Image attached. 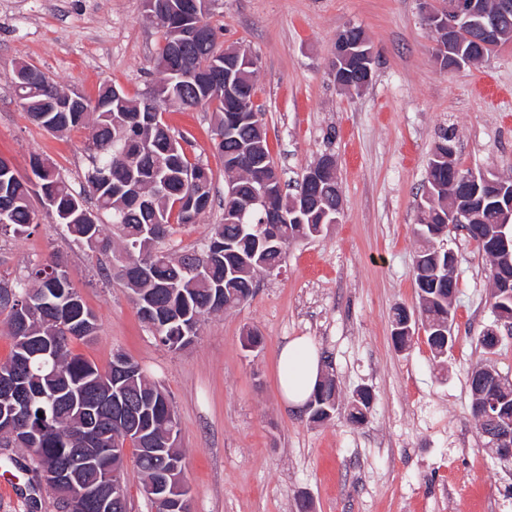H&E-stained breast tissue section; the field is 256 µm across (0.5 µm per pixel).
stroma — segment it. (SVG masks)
Listing matches in <instances>:
<instances>
[{"instance_id": "obj_1", "label": "stroma", "mask_w": 512, "mask_h": 512, "mask_svg": "<svg viewBox=\"0 0 512 512\" xmlns=\"http://www.w3.org/2000/svg\"><path fill=\"white\" fill-rule=\"evenodd\" d=\"M439 0H211L207 21L221 46L257 62L254 103L271 158L298 190L322 155L336 160L342 214L315 238L291 243L279 271L257 273L245 303L203 317L187 348L163 346L137 314L112 258L97 262L62 225L39 216L24 235H0V277L26 275L50 255L98 318L71 349L98 366L115 351L139 362L170 395L192 490L191 512H512V465L485 446L470 414L468 377L480 363L512 378V335L492 352L476 343L495 319L490 262L452 233L459 258L457 341L434 359L423 332L410 347L391 339L394 307H418L414 233L428 160L442 129L455 159L474 172L512 179V41L460 70L434 57L425 16ZM362 28L374 54L372 82L346 91L330 75L331 48ZM160 34L144 0H0V156L30 171L31 157L79 185L91 128L51 133L34 125L9 79L20 63L95 99L102 84L137 97L152 88ZM184 136L190 161L213 174L215 205L194 224L173 225L168 246L198 251L228 176L214 148L211 108L163 114ZM262 338L248 347L247 331ZM309 337L334 374L339 408L323 423L284 405L278 353ZM373 396L355 425L347 408ZM28 452L0 447V512H58L47 487H31Z\"/></svg>"}]
</instances>
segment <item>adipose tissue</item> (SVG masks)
<instances>
[{
    "mask_svg": "<svg viewBox=\"0 0 512 512\" xmlns=\"http://www.w3.org/2000/svg\"><path fill=\"white\" fill-rule=\"evenodd\" d=\"M280 389L284 403L295 409L305 406L323 375L320 356L304 336L284 343L279 353Z\"/></svg>",
    "mask_w": 512,
    "mask_h": 512,
    "instance_id": "1",
    "label": "adipose tissue"
}]
</instances>
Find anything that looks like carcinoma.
I'll return each instance as SVG.
<instances>
[{"label":"carcinoma","mask_w":512,"mask_h":512,"mask_svg":"<svg viewBox=\"0 0 512 512\" xmlns=\"http://www.w3.org/2000/svg\"><path fill=\"white\" fill-rule=\"evenodd\" d=\"M190 0H154L150 18L161 33L155 67L160 75L159 90L165 97L160 110L170 105L183 109L215 106L216 118H224L232 103L224 93L198 92L190 82L180 81L173 75V64L167 59L168 42L178 28L181 14L188 9ZM208 28L211 41L191 46V51L201 55L219 53L217 34L213 27L200 18ZM18 68L27 79L15 92L31 121L51 132L65 133L82 126L92 119L93 134L86 147L88 167L84 174L85 185L75 191L65 177L50 163L35 157L31 161V174L22 176L13 171L0 175V205L6 209V223H0V232L10 231L21 236L36 223L37 215L31 198L42 195L45 189L54 193V218L64 225L79 244L91 254H107L112 250V239L104 236L103 224L116 228L121 252L132 250L148 267L149 274L127 282L143 303L137 304L141 320L158 337L159 342L171 349L173 343L185 346L193 337H181L183 321L156 323L144 312L150 304L160 309L172 307L200 324L207 314L217 313L228 306L233 308L253 295L254 275L267 268L282 265L285 249L303 235L311 234V227L318 224L324 211L336 208L338 185L336 173L325 172L313 192L320 196L322 208L303 217V222L287 224L262 223L263 210L256 206L246 209L243 220L225 216L213 225L211 236L201 252L176 253L166 246L171 221L194 224L204 214L199 210L190 217L183 208H175L194 189L201 187L208 204H213L212 171L199 162H190L185 148L176 137H167L157 125L144 120L124 123V117L145 111L143 98L125 97V101L112 100V85L99 89L90 111L49 112L51 101L41 84V72L35 67L20 64ZM255 70L238 80L239 95L253 102ZM261 144L259 133L244 113L237 125L224 132V140L215 143L217 153L224 159V170L235 167L236 161L253 146ZM455 147V136L443 130L429 159L426 169V187L432 199L422 202L416 215L415 234L425 246L417 252L413 273L418 288L419 320L429 326L426 341L434 356L443 357L448 352L447 339L434 332L445 322L455 323L453 296L457 279L441 272L448 264V253L437 251L433 232L448 220V198L475 197L483 207L476 224L461 225V234L474 241L480 252H487L483 236L485 227L494 224L499 216V204L512 198V180L503 181L500 198L485 194L483 184L475 181H455L448 165V150ZM135 175L157 177L165 191L164 201L154 207L127 203L124 200L122 180ZM251 172L235 183L237 196L224 200L236 206L248 201L254 180ZM197 264L206 266L200 279L187 268ZM11 290L12 299L0 300V311L7 313L8 336L13 348L9 359L0 363V376L12 375L23 363H30L28 388L31 396L24 412L7 428L0 430V445L27 449L35 463V470L46 467L68 468V451L73 447L86 415V409L95 393L112 388L125 397L142 403L147 411V434L139 436L130 429L126 433L112 430L110 410L99 412L104 436L98 447L110 448L112 444L130 435L135 464L143 481L154 479L171 458L185 470V456L181 448L169 444L173 420L176 419L173 403L167 392L150 381L144 372L126 376L118 386L112 385V366L100 369L96 364L72 353L70 344L94 334L96 316L88 309L69 278L66 265L56 257L38 264L28 274L11 284L0 283L1 290ZM494 369L487 366L474 368L469 376L471 415L479 432L486 430L480 412L484 400H497L500 417L512 420V383L503 386L494 382ZM372 395L358 393L349 406L350 422L361 424L367 418ZM336 412V380L332 377L320 383V392L308 411L309 419L321 422ZM147 448L158 452L148 454Z\"/></svg>","instance_id":"obj_1"}]
</instances>
